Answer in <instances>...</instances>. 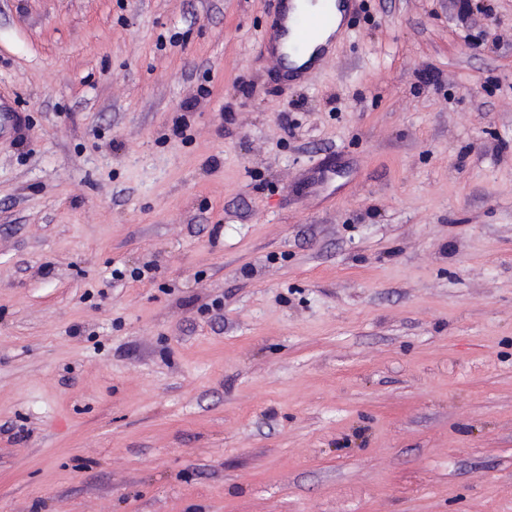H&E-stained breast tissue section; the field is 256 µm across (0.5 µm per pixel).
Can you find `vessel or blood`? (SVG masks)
Masks as SVG:
<instances>
[{
  "label": "vessel or blood",
  "mask_w": 512,
  "mask_h": 512,
  "mask_svg": "<svg viewBox=\"0 0 512 512\" xmlns=\"http://www.w3.org/2000/svg\"><path fill=\"white\" fill-rule=\"evenodd\" d=\"M291 2L280 0L272 35L264 46L267 54L276 57L285 81L293 78L292 58L305 55L322 33L336 26V10L328 2L316 12L292 10Z\"/></svg>",
  "instance_id": "vessel-or-blood-1"
}]
</instances>
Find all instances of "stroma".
<instances>
[{
	"label": "stroma",
	"instance_id": "1",
	"mask_svg": "<svg viewBox=\"0 0 512 512\" xmlns=\"http://www.w3.org/2000/svg\"><path fill=\"white\" fill-rule=\"evenodd\" d=\"M470 2L352 0L286 85L278 0H0V512H512V0Z\"/></svg>",
	"mask_w": 512,
	"mask_h": 512
}]
</instances>
